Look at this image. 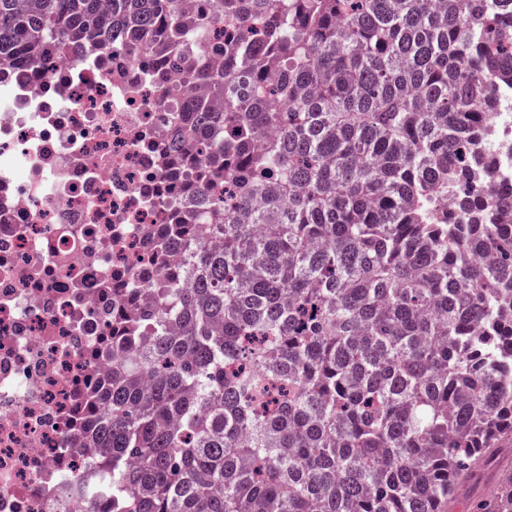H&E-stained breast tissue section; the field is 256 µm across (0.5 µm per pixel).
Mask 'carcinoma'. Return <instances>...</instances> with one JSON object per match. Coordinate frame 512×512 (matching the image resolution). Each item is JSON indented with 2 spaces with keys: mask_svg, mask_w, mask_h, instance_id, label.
Returning <instances> with one entry per match:
<instances>
[{
  "mask_svg": "<svg viewBox=\"0 0 512 512\" xmlns=\"http://www.w3.org/2000/svg\"><path fill=\"white\" fill-rule=\"evenodd\" d=\"M0 0V69L178 0ZM189 101L207 223L117 337L69 477L111 512H448L512 448V195L480 182L512 0H213ZM472 500L512 512V473Z\"/></svg>",
  "mask_w": 512,
  "mask_h": 512,
  "instance_id": "1",
  "label": "carcinoma"
}]
</instances>
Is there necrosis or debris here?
<instances>
[{
	"label": "necrosis or debris",
	"instance_id": "4bbe7bcc",
	"mask_svg": "<svg viewBox=\"0 0 512 512\" xmlns=\"http://www.w3.org/2000/svg\"><path fill=\"white\" fill-rule=\"evenodd\" d=\"M213 32L185 28L181 51L113 34L0 74V512H82L63 477L94 470L83 445L88 396L108 381L112 321L184 280L162 256L201 155L185 82ZM499 106L496 166L512 193V88Z\"/></svg>",
	"mask_w": 512,
	"mask_h": 512
}]
</instances>
